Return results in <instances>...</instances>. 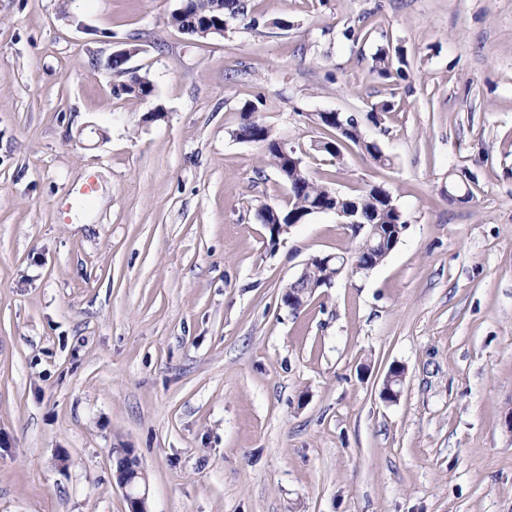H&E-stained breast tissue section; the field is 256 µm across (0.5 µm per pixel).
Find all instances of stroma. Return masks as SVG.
<instances>
[{"mask_svg":"<svg viewBox=\"0 0 512 512\" xmlns=\"http://www.w3.org/2000/svg\"><path fill=\"white\" fill-rule=\"evenodd\" d=\"M181 5L0 0V512H128L127 450L149 512H512V0H248L258 27L205 39ZM129 43L152 98L89 65ZM387 47L403 76L373 73ZM247 103L407 219L296 310L302 263L354 241L333 215L271 240L288 189ZM323 111L388 164L312 151ZM330 115L335 116L337 119V134L336 139L343 141L342 136L345 132L349 131L352 125H360L358 117L355 114L342 113V112H314L309 115V119L312 124L320 127L321 119L326 118ZM361 130L359 127H351L348 134L344 136L345 140L352 142L358 146L361 150H364L375 162L385 165L389 162V159L382 156V153L378 150V146L370 142L361 144ZM126 466L119 470L118 485L122 489L128 504V512H149L147 502L149 497V483L147 476L140 466L137 458L126 452ZM142 479V482L140 481Z\"/></svg>","mask_w":512,"mask_h":512,"instance_id":"stroma-1","label":"stroma"}]
</instances>
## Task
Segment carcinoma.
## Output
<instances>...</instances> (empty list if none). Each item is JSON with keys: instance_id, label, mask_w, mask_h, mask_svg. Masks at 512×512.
Listing matches in <instances>:
<instances>
[{"instance_id": "carcinoma-1", "label": "carcinoma", "mask_w": 512, "mask_h": 512, "mask_svg": "<svg viewBox=\"0 0 512 512\" xmlns=\"http://www.w3.org/2000/svg\"><path fill=\"white\" fill-rule=\"evenodd\" d=\"M232 21L245 23L254 27L258 20L248 14L244 0H188L186 7L171 15V25L188 35L203 38L205 31L214 28L223 29ZM403 58L400 54H392L388 49H380L374 57L373 70L382 78L392 74H402ZM132 85L125 87L124 95L147 99L154 94V84L145 75L134 73L128 76ZM243 122L239 126L236 137L244 142L258 145L275 169L279 179L288 185L290 202L288 208L277 205H264L258 212L262 224L278 225V236L288 234L292 224H302L310 217V209L314 206L330 203L328 192L332 187L314 179L305 169V165L295 164L282 151L279 137L272 128L253 118L256 106L248 103L243 109ZM345 140L352 142L364 150L375 162L384 164L388 158L382 156L377 146L368 142L361 143V130L351 127ZM336 203L343 208L356 211L355 219L360 224H373L380 229L372 240L360 239L355 249L349 254L352 259L364 256H375L385 261L400 241L396 230L397 225L407 223L404 213L396 202L388 201L387 189L370 185L357 195H338Z\"/></svg>"}]
</instances>
